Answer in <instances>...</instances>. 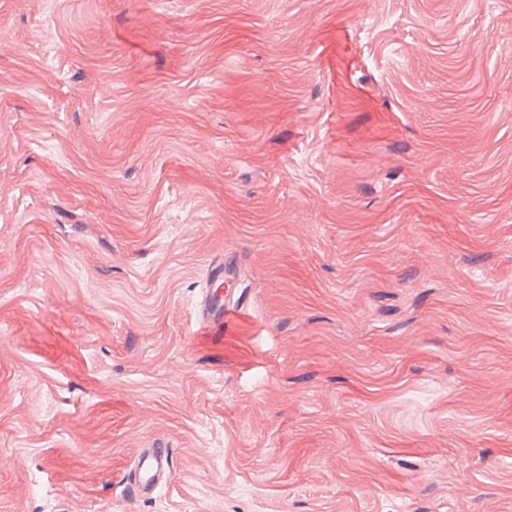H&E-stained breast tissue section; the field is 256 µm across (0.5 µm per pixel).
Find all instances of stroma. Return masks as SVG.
<instances>
[{"instance_id": "obj_1", "label": "stroma", "mask_w": 512, "mask_h": 512, "mask_svg": "<svg viewBox=\"0 0 512 512\" xmlns=\"http://www.w3.org/2000/svg\"><path fill=\"white\" fill-rule=\"evenodd\" d=\"M0 512H512V0H0ZM243 308L240 297L235 294L224 295L221 300L207 292L201 308V323L207 332H217L229 323ZM174 450L165 445L141 448L127 480V489L132 498L152 496L157 489L167 484L173 471Z\"/></svg>"}]
</instances>
